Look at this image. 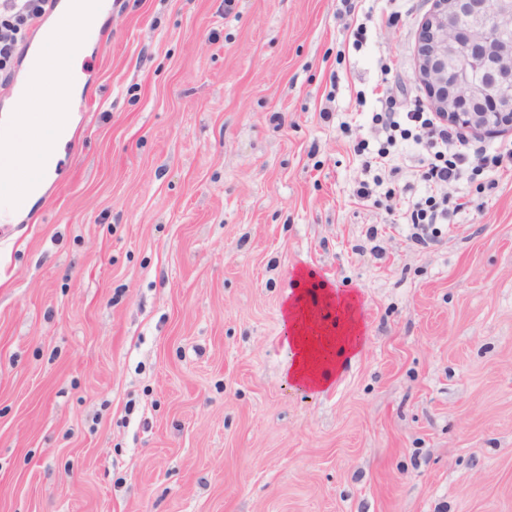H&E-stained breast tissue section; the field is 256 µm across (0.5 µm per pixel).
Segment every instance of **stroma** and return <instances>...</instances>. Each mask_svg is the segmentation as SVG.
Masks as SVG:
<instances>
[{"label":"stroma","mask_w":512,"mask_h":512,"mask_svg":"<svg viewBox=\"0 0 512 512\" xmlns=\"http://www.w3.org/2000/svg\"><path fill=\"white\" fill-rule=\"evenodd\" d=\"M433 5L112 0L78 145L0 223V512H512V168L427 249L416 145L355 195L376 93L431 106ZM303 270L362 325L321 391L287 377Z\"/></svg>","instance_id":"stroma-1"}]
</instances>
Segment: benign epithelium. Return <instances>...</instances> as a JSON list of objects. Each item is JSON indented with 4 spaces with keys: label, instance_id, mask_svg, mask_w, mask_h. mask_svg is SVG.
Listing matches in <instances>:
<instances>
[{
    "label": "benign epithelium",
    "instance_id": "benign-epithelium-1",
    "mask_svg": "<svg viewBox=\"0 0 512 512\" xmlns=\"http://www.w3.org/2000/svg\"><path fill=\"white\" fill-rule=\"evenodd\" d=\"M421 32L417 80L448 122L512 129V0H434Z\"/></svg>",
    "mask_w": 512,
    "mask_h": 512
}]
</instances>
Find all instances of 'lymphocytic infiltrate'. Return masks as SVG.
Returning <instances> with one entry per match:
<instances>
[{
    "label": "lymphocytic infiltrate",
    "instance_id": "lymphocytic-infiltrate-1",
    "mask_svg": "<svg viewBox=\"0 0 512 512\" xmlns=\"http://www.w3.org/2000/svg\"><path fill=\"white\" fill-rule=\"evenodd\" d=\"M48 0H0V86L11 81L15 64L33 25L47 13ZM375 138L383 140L375 156L376 165L387 164L388 148L397 136L411 137L424 154L422 180L428 195L417 202L410 213L411 240L422 246L437 244V225L448 221V190L468 172L482 171L496 175L512 164V147L497 150L468 149L454 126L442 123L439 113L420 106L400 105L393 98L380 101L372 116Z\"/></svg>",
    "mask_w": 512,
    "mask_h": 512
}]
</instances>
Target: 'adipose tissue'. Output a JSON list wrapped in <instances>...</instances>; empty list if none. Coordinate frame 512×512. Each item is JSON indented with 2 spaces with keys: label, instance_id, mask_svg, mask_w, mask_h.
I'll return each instance as SVG.
<instances>
[{
  "label": "adipose tissue",
  "instance_id": "ef3b65f1",
  "mask_svg": "<svg viewBox=\"0 0 512 512\" xmlns=\"http://www.w3.org/2000/svg\"><path fill=\"white\" fill-rule=\"evenodd\" d=\"M324 302L336 303L342 326L338 333H326L323 341H316L318 332L312 309L295 299L286 307V343L293 356L288 366V379L297 386L320 391L334 380L340 364L336 361V347L345 352H357L361 346V323L354 298H337L329 288H321Z\"/></svg>",
  "mask_w": 512,
  "mask_h": 512
}]
</instances>
